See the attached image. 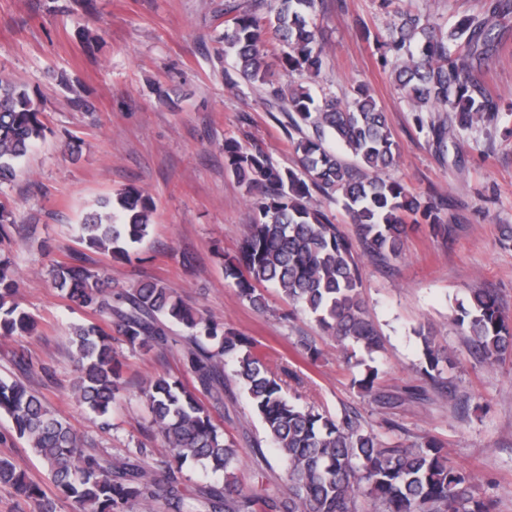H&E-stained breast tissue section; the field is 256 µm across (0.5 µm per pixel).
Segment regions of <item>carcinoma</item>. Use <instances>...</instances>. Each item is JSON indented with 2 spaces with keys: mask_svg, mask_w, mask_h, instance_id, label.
Listing matches in <instances>:
<instances>
[{
  "mask_svg": "<svg viewBox=\"0 0 512 512\" xmlns=\"http://www.w3.org/2000/svg\"><path fill=\"white\" fill-rule=\"evenodd\" d=\"M317 0H257L242 8L224 4V56L233 59L227 86L260 84L265 105L284 115L283 124L300 170L276 166L257 147L224 142V167L253 200L252 216L238 253L224 261V278L255 309L266 307L256 285L278 289L294 309L316 316L322 331L343 349L358 347L365 366L358 386L370 392L378 379L374 354L382 336L370 320L355 244L374 261L390 266L405 254L407 224L426 223L441 232L448 225L429 201L383 174L396 166L398 147L383 110L364 84L341 103L323 94L315 99L308 85L323 65L317 24L311 18ZM512 13V0H486L485 9L448 27L419 13L395 12L379 44L397 90L406 99L420 130L445 153L456 138L478 125L499 122L503 108L491 96L480 73L498 51L500 20ZM282 47L280 67L288 86L271 78L268 45ZM44 108L0 75V185L12 181L17 164L45 139ZM423 112L436 116L426 121ZM342 205L356 226L345 236L314 199ZM154 218V202L128 186L98 201L84 214L81 242L114 259H130L145 243ZM13 213L0 204V337L31 336V315L15 302L11 243L5 225ZM52 283L78 308L115 316L118 332L133 350L167 346L173 328L186 334L196 386L168 374L151 378L143 389L152 424L168 448L167 476L157 480L145 466L141 448L118 461L77 434L45 404L30 385L0 378V416L40 458L57 495L72 500L78 512H121L128 504L146 507L161 500L172 512H359L368 498L376 512H491L471 476L448 461L436 438L406 444L377 434L356 411L336 415L302 406L284 391V381L268 355L249 337L195 312L159 281L112 292L105 274L75 258L50 270ZM456 321L475 354L489 366L512 357V318L495 294L473 288L457 303ZM422 344L420 367L425 386L407 392L410 399L426 388L442 394L452 366L433 333L414 330ZM112 334L95 325L73 328L77 401L108 417L120 385ZM231 376L263 426L284 469L286 491L246 489L236 476L235 442L211 419L199 394L220 398ZM192 462L209 481L188 495L177 473ZM0 484L25 495L33 512H56L55 499L15 462L0 457Z\"/></svg>",
  "mask_w": 512,
  "mask_h": 512,
  "instance_id": "carcinoma-1",
  "label": "carcinoma"
}]
</instances>
